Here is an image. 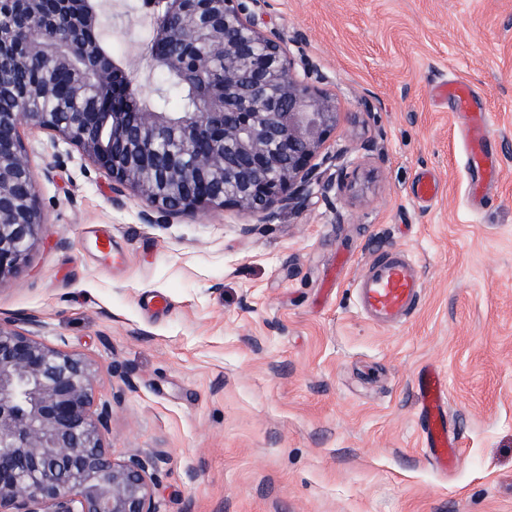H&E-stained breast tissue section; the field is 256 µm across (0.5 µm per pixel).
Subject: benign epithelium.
<instances>
[{
    "instance_id": "7a95c632",
    "label": "benign epithelium",
    "mask_w": 512,
    "mask_h": 512,
    "mask_svg": "<svg viewBox=\"0 0 512 512\" xmlns=\"http://www.w3.org/2000/svg\"><path fill=\"white\" fill-rule=\"evenodd\" d=\"M0 35V285L26 265L43 225L38 174L23 125L52 131L112 179V201L133 192L140 219L231 209L270 222L347 185V150L321 154L341 120L316 60L260 25L267 0H146L156 64L195 85L222 77L195 110L140 102L125 71L80 33L103 20L94 0H5ZM41 62L70 75L65 95L84 111L33 112L12 95L20 72ZM111 404L97 400L94 364L0 320V512H155L163 455L118 459L104 445Z\"/></svg>"
}]
</instances>
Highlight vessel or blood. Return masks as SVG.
<instances>
[{
  "label": "vessel or blood",
  "mask_w": 512,
  "mask_h": 512,
  "mask_svg": "<svg viewBox=\"0 0 512 512\" xmlns=\"http://www.w3.org/2000/svg\"><path fill=\"white\" fill-rule=\"evenodd\" d=\"M454 112L466 120L465 138L471 173L493 178L497 158L488 151L487 141L491 116L474 90L466 84L452 82L440 88ZM358 306L363 316L381 327H394L405 322L419 307L424 281L418 265L397 250L375 255L366 273L356 285ZM418 398L424 414L423 437L436 466L447 467L449 451L455 442L444 417L447 402L440 374L425 370L418 384Z\"/></svg>",
  "instance_id": "1"
}]
</instances>
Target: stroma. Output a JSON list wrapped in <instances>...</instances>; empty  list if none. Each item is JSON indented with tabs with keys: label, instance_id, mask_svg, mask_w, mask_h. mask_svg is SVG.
Returning <instances> with one entry per match:
<instances>
[{
	"label": "stroma",
	"instance_id": "35a3bbf8",
	"mask_svg": "<svg viewBox=\"0 0 512 512\" xmlns=\"http://www.w3.org/2000/svg\"><path fill=\"white\" fill-rule=\"evenodd\" d=\"M141 5L101 9L146 99L159 75ZM263 22L304 33L328 73L343 118L324 150L350 146L351 191L269 224L233 210L145 224L77 146L21 127L44 226L0 286V319L35 318L40 341L94 363L110 452L167 455L156 512H512V0H268ZM451 79L492 114L483 214L466 203L461 123L432 95ZM379 249L409 253L425 283L394 328L357 310ZM428 368L461 447L445 475L422 445Z\"/></svg>",
	"mask_w": 512,
	"mask_h": 512
}]
</instances>
